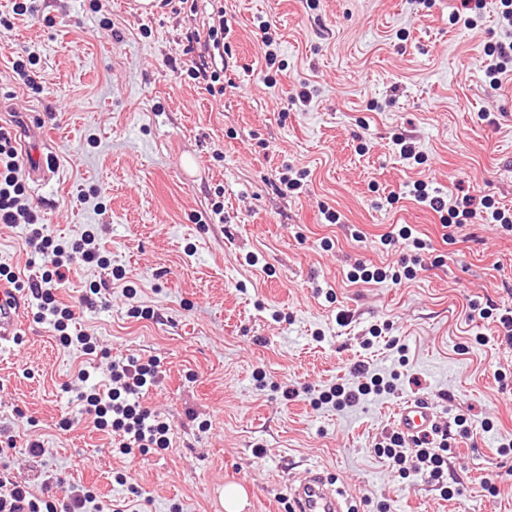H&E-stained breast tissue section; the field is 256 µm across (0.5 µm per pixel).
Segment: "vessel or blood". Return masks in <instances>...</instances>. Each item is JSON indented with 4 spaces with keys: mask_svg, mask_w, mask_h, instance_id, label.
Here are the masks:
<instances>
[{
    "mask_svg": "<svg viewBox=\"0 0 512 512\" xmlns=\"http://www.w3.org/2000/svg\"><path fill=\"white\" fill-rule=\"evenodd\" d=\"M23 322L22 302L16 289L0 281V350L14 342ZM396 430L408 443L439 426L440 421L427 398L413 396L395 407L392 417ZM291 512H350V501L343 488L316 468L307 469L288 487Z\"/></svg>",
    "mask_w": 512,
    "mask_h": 512,
    "instance_id": "vessel-or-blood-1",
    "label": "vessel or blood"
}]
</instances>
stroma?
Returning <instances> with one entry per match:
<instances>
[{"label": "stroma", "mask_w": 512, "mask_h": 512, "mask_svg": "<svg viewBox=\"0 0 512 512\" xmlns=\"http://www.w3.org/2000/svg\"><path fill=\"white\" fill-rule=\"evenodd\" d=\"M14 3L0 0L12 23L0 31V101L38 115L55 170L27 195L56 242L97 228L112 266L74 264L58 291L74 332L110 358L62 347L31 318L0 353L12 473L60 475L106 512H222L231 484L244 512H285L289 481L313 467L360 512H512V456L498 452L512 440V346L495 320L468 316L474 301L512 307V231L480 217L443 227L408 193L424 180L451 201L489 195L512 209V80L493 89L485 53L506 37L500 0H482L471 26L452 19L459 0H154L149 12L139 0H35L25 16ZM219 24L214 96L191 66ZM25 54L28 86L11 77ZM398 135L420 160L400 156ZM289 168L307 171L300 190L280 184ZM396 225L431 241L423 270L351 279L359 264L400 270L401 254L380 243ZM30 258L23 226L0 224V265L38 276ZM93 282L101 300L88 308ZM114 356L158 362L143 402L169 424L168 448L124 455L90 423L61 429L78 415L66 385L84 369L105 386ZM357 362L394 393L315 405L361 384ZM414 395L444 424L472 420L451 442L453 499L373 451Z\"/></svg>", "instance_id": "35a3bbf8"}]
</instances>
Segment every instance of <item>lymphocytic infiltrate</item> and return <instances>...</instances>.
<instances>
[{
    "label": "lymphocytic infiltrate",
    "instance_id": "lymphocytic-infiltrate-1",
    "mask_svg": "<svg viewBox=\"0 0 512 512\" xmlns=\"http://www.w3.org/2000/svg\"><path fill=\"white\" fill-rule=\"evenodd\" d=\"M21 165L16 138L11 129L0 126V224H20L26 230L25 241L32 254L47 258L50 266L39 279L29 281L27 288L34 309V318L48 323L59 334L64 346H77L85 353L96 350V340L87 335L71 336L67 329L74 318L71 306L60 302L56 292L66 280L75 260L106 266L108 260L100 253V245L93 231H85L80 239L70 245L53 244L45 233L36 210L24 202L25 185L20 178ZM415 200L436 212H447L448 221L462 224L474 218L478 209L488 210L493 221L502 227L512 226V217L495 207L489 198L480 202L462 201L451 205L443 197L432 194L423 181L413 184ZM88 379L86 372H78L71 390L76 391L83 403V412L93 419L97 429L109 428L121 433L122 450L132 448H162L166 445V423L141 397L145 387L156 380L154 361L140 362L128 358L111 364V385L106 392L81 391L80 386ZM447 439L432 442L429 438L418 440L416 447H405L399 435H392L386 445L376 452L385 456L396 473H424L440 488H447L445 473ZM104 506L92 493L65 484L61 477L49 476L41 482L40 495H33L25 482L14 479L10 472L0 471V512H103Z\"/></svg>",
    "mask_w": 512,
    "mask_h": 512
}]
</instances>
